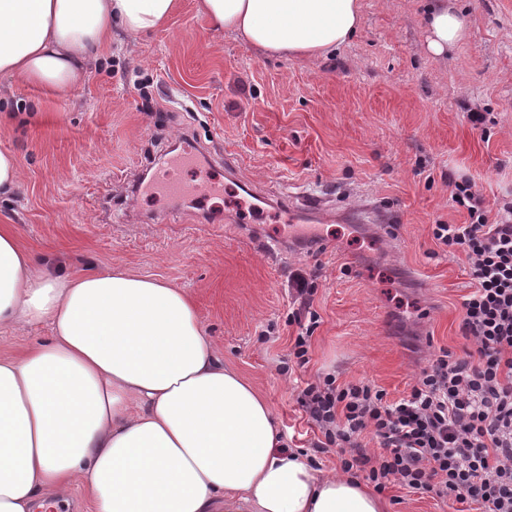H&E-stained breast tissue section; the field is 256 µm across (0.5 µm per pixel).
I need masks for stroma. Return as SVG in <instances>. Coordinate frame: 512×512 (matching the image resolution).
<instances>
[{"instance_id":"obj_1","label":"stroma","mask_w":512,"mask_h":512,"mask_svg":"<svg viewBox=\"0 0 512 512\" xmlns=\"http://www.w3.org/2000/svg\"><path fill=\"white\" fill-rule=\"evenodd\" d=\"M432 2L360 0L355 37L307 59L265 55L179 0L136 42L113 32L67 88L0 77V149L21 167L0 226L72 274L118 268L183 290L225 365L270 404L285 447L340 474L336 452L314 448L323 435L297 386L330 373L392 401L432 353L461 352L468 264L432 235L469 220L448 180L472 181L489 223L512 207V0H455L468 35L439 62L426 50ZM470 110L485 113L484 130ZM182 156L195 193H148ZM244 181L263 194L261 213ZM311 195L328 204L306 223ZM298 269L318 317L303 366L288 362ZM381 497L387 512L460 508L399 486Z\"/></svg>"}]
</instances>
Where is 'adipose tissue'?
Wrapping results in <instances>:
<instances>
[{"label":"adipose tissue","mask_w":512,"mask_h":512,"mask_svg":"<svg viewBox=\"0 0 512 512\" xmlns=\"http://www.w3.org/2000/svg\"><path fill=\"white\" fill-rule=\"evenodd\" d=\"M177 0H0V76L63 89L113 29L155 31ZM216 28L277 56L326 58L359 29V0H199ZM427 50L461 43L450 0ZM51 336L0 356V512L83 491L91 512H383L352 477L284 450L272 411L217 356L189 297L120 269L75 277L0 228V327Z\"/></svg>","instance_id":"1"}]
</instances>
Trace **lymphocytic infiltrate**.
Returning a JSON list of instances; mask_svg holds the SVG:
<instances>
[{"label":"lymphocytic infiltrate","mask_w":512,"mask_h":512,"mask_svg":"<svg viewBox=\"0 0 512 512\" xmlns=\"http://www.w3.org/2000/svg\"><path fill=\"white\" fill-rule=\"evenodd\" d=\"M451 200L465 224H438L434 238L468 263L472 291L462 302L461 334L474 346L443 349L422 369L409 395L388 401L365 383L326 375L297 402L341 455V468L376 490L400 486L481 512H512V219L489 223L470 180L453 182ZM372 434L381 447L367 454Z\"/></svg>","instance_id":"f902f5d3"}]
</instances>
